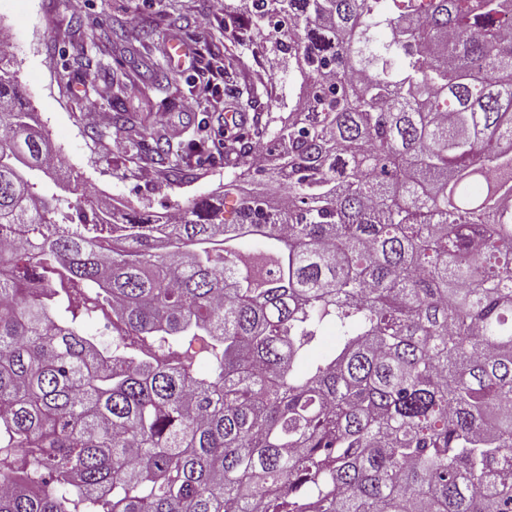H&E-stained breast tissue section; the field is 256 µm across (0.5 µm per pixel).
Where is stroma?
I'll return each mask as SVG.
<instances>
[{"instance_id": "1", "label": "stroma", "mask_w": 512, "mask_h": 512, "mask_svg": "<svg viewBox=\"0 0 512 512\" xmlns=\"http://www.w3.org/2000/svg\"><path fill=\"white\" fill-rule=\"evenodd\" d=\"M176 12L177 27L166 26L163 14ZM234 27H227L228 17ZM139 19L144 35L135 54L123 53L125 27ZM0 25L14 38V67L22 90L40 127L65 165L80 173L98 194L161 211L201 197L224 196V184L244 171L240 155L211 153L196 177L180 182L167 179L165 157L137 153L126 130L109 123L112 108L106 100L108 72H133L128 110L140 117L158 113L157 121L141 128L146 144L161 143L176 151L196 134L230 142L239 138L266 143L263 125L268 115L289 111L301 82L294 57L273 51L264 39L269 25H255L244 0H224L223 10L212 0H0ZM192 45L197 58L208 48L223 46L239 56L241 69L234 80L252 88L255 106L245 97L227 93L215 80L204 94L194 63L173 69L168 53L171 38ZM176 73V84L165 76ZM198 100L195 111L186 104ZM242 114L243 127L229 125L225 115Z\"/></svg>"}]
</instances>
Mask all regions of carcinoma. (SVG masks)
<instances>
[{
    "label": "carcinoma",
    "mask_w": 512,
    "mask_h": 512,
    "mask_svg": "<svg viewBox=\"0 0 512 512\" xmlns=\"http://www.w3.org/2000/svg\"><path fill=\"white\" fill-rule=\"evenodd\" d=\"M251 6L302 81L230 222L98 200L0 51V512H512V0ZM107 314L100 311L91 319L86 320L85 331L90 336H95L104 345H112V326Z\"/></svg>",
    "instance_id": "obj_1"
}]
</instances>
